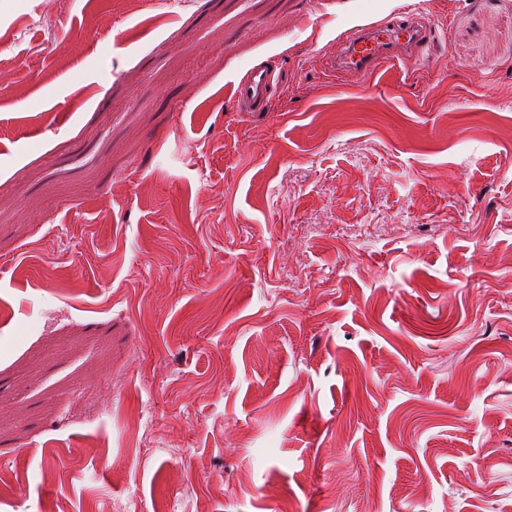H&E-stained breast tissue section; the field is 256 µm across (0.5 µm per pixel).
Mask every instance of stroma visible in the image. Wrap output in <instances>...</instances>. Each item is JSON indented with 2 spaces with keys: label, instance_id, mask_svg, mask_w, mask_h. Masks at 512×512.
Here are the masks:
<instances>
[{
  "label": "stroma",
  "instance_id": "35a3bbf8",
  "mask_svg": "<svg viewBox=\"0 0 512 512\" xmlns=\"http://www.w3.org/2000/svg\"><path fill=\"white\" fill-rule=\"evenodd\" d=\"M414 2L0 0V512H512V0L326 65ZM385 22L360 28L342 42L332 60L334 71L346 75L368 76L384 64L395 63L406 56L419 60L435 38L431 25L416 21L411 12L398 11ZM271 74L261 65L254 66L246 79L235 83L234 97L243 112H265L271 103Z\"/></svg>",
  "mask_w": 512,
  "mask_h": 512
}]
</instances>
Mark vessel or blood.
Masks as SVG:
<instances>
[{
  "label": "vessel or blood",
  "mask_w": 512,
  "mask_h": 512,
  "mask_svg": "<svg viewBox=\"0 0 512 512\" xmlns=\"http://www.w3.org/2000/svg\"><path fill=\"white\" fill-rule=\"evenodd\" d=\"M434 38L431 25L416 21L412 13L404 11L388 21L360 28L339 45L332 66L347 75L368 76L403 57L421 58ZM270 90L271 74L261 65L254 66L248 77L233 87L234 97L244 112L266 111L271 102Z\"/></svg>",
  "instance_id": "vessel-or-blood-1"
}]
</instances>
